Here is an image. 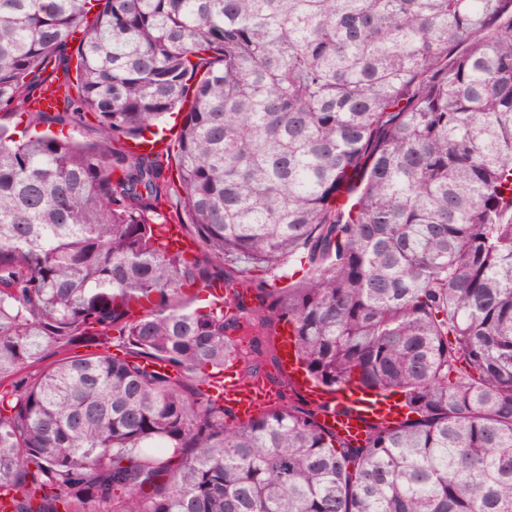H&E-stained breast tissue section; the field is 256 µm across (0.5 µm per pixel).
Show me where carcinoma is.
<instances>
[{
  "label": "carcinoma",
  "mask_w": 512,
  "mask_h": 512,
  "mask_svg": "<svg viewBox=\"0 0 512 512\" xmlns=\"http://www.w3.org/2000/svg\"><path fill=\"white\" fill-rule=\"evenodd\" d=\"M78 28L66 111L27 110ZM189 95L174 178L129 145ZM11 106V512H512V0H0ZM88 114L96 142L31 134ZM278 325L316 385L401 419L347 442L272 375L253 420L216 405Z\"/></svg>",
  "instance_id": "obj_1"
}]
</instances>
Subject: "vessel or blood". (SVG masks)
<instances>
[{
    "mask_svg": "<svg viewBox=\"0 0 512 512\" xmlns=\"http://www.w3.org/2000/svg\"><path fill=\"white\" fill-rule=\"evenodd\" d=\"M59 93L56 86L44 87L31 98L28 108L32 111L53 112L58 107ZM282 369L291 384L313 405L321 407V423L335 430L342 439L355 443L365 438L371 422L391 423L396 421L393 412L378 411L376 408L355 403L353 398L332 399L313 386L299 370L290 348L282 350ZM213 394L219 395L225 407L239 420L246 421L277 401V395L264 379L248 384L240 383L233 368H226L223 375L212 381Z\"/></svg>",
    "mask_w": 512,
    "mask_h": 512,
    "instance_id": "b4317fda",
    "label": "vessel or blood"
}]
</instances>
